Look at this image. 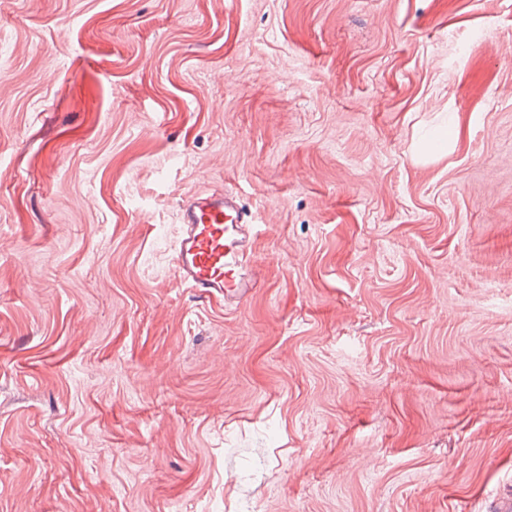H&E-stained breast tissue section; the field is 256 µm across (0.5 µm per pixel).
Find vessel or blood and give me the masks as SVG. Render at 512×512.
I'll use <instances>...</instances> for the list:
<instances>
[{
    "mask_svg": "<svg viewBox=\"0 0 512 512\" xmlns=\"http://www.w3.org/2000/svg\"><path fill=\"white\" fill-rule=\"evenodd\" d=\"M251 221V213L228 191L185 200L180 208L181 235L172 255L177 282L203 301L243 297L247 282L241 269L247 254L242 236Z\"/></svg>",
    "mask_w": 512,
    "mask_h": 512,
    "instance_id": "vessel-or-blood-1",
    "label": "vessel or blood"
}]
</instances>
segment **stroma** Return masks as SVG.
Returning a JSON list of instances; mask_svg holds the SVG:
<instances>
[{"instance_id":"35a3bbf8","label":"stroma","mask_w":512,"mask_h":512,"mask_svg":"<svg viewBox=\"0 0 512 512\" xmlns=\"http://www.w3.org/2000/svg\"><path fill=\"white\" fill-rule=\"evenodd\" d=\"M238 193L201 302L180 204ZM512 0H0V512H491ZM180 223L181 235L172 255L177 282L201 301L243 297L244 288L250 287L241 274L247 262L242 236L246 224H252V214L237 195L224 191L193 196L180 208Z\"/></svg>"}]
</instances>
